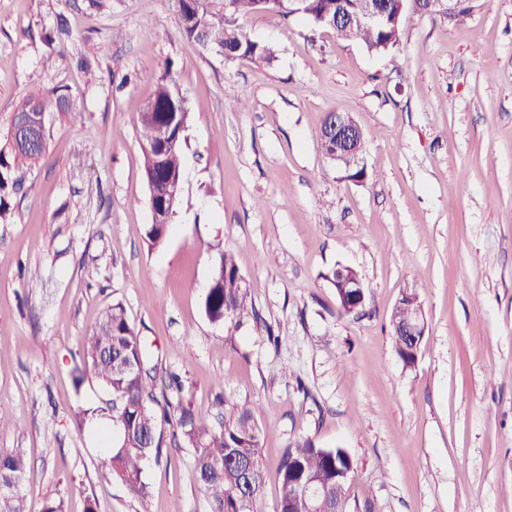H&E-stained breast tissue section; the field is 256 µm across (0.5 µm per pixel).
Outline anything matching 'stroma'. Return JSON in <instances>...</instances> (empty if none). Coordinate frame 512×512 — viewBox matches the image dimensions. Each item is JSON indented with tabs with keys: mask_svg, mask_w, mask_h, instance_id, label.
<instances>
[{
	"mask_svg": "<svg viewBox=\"0 0 512 512\" xmlns=\"http://www.w3.org/2000/svg\"><path fill=\"white\" fill-rule=\"evenodd\" d=\"M467 5L459 25L407 14L381 55L254 14L241 29L274 50L255 65L185 38L171 0H0V145L27 95L67 99L0 216V409L15 420L0 448L28 459L27 512L52 498L66 512H210L175 417L187 406L207 424L244 400L265 512L284 448L307 438L353 458L351 512H512V0ZM165 79L191 119L180 205L154 246L140 115ZM237 99L246 110H229ZM330 112L364 133V182L320 148ZM225 252L257 312L239 325L203 307ZM339 265L363 279L362 315L339 309ZM406 291L425 321L410 365L390 326ZM117 302L173 416L144 501L99 475L112 425L78 416L110 398L73 369Z\"/></svg>",
	"mask_w": 512,
	"mask_h": 512,
	"instance_id": "obj_1",
	"label": "stroma"
}]
</instances>
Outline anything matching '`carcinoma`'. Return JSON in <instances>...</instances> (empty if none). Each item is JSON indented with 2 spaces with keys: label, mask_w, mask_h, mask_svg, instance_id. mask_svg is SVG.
I'll return each instance as SVG.
<instances>
[{
  "label": "carcinoma",
  "mask_w": 512,
  "mask_h": 512,
  "mask_svg": "<svg viewBox=\"0 0 512 512\" xmlns=\"http://www.w3.org/2000/svg\"><path fill=\"white\" fill-rule=\"evenodd\" d=\"M336 6V0H310L309 23L324 27L323 12ZM256 13L286 17L281 2L267 0H201L196 27L203 31L212 46L229 50L231 60L251 63L269 62L273 51L249 39L237 25L239 19ZM337 35L361 41L369 51L384 53L400 45L401 24L387 23L379 28L339 27ZM173 85H157L151 101L154 108L141 115V133L145 142L141 174L154 188V205L176 212L180 195L170 193V184L181 176L182 141L179 128H187L190 111L172 99ZM65 98L28 95L18 106L24 111L34 106L40 112L62 111ZM46 139L30 148H16L6 141L0 148V215L6 198L23 183L19 171L32 165L45 149ZM360 278L356 270L343 267L333 273L336 294H350L342 287L346 281ZM420 305L418 295L403 299L395 309L391 333L396 353L410 356L414 341L396 335V330L413 316L412 308ZM204 310L215 323L234 322L255 315L248 303V287L230 253L222 254L204 300ZM78 379L93 377L112 395L119 434L100 459L105 478L120 480L138 498L148 496L143 478V462L159 445L156 439L158 418H168L154 395L155 378L143 368V350L139 336L129 324L122 304L109 306L98 324L84 338ZM185 442L196 449L195 471L209 498L211 512H262L265 463L261 453V433L253 407L247 403L233 405L232 415L220 417L211 427L199 426L194 414L182 409L179 419ZM354 463L343 448H317L309 440L296 441L285 449L279 462L281 494L273 512H311V502L301 486L316 480L327 490L320 502V512H349V488L355 477ZM27 477V461L19 450L0 448V512H25L21 487Z\"/></svg>",
  "instance_id": "carcinoma-1"
}]
</instances>
